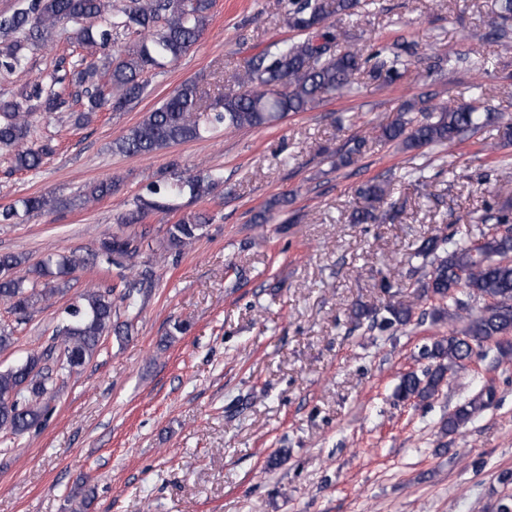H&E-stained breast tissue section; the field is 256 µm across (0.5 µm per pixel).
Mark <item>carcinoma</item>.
<instances>
[{"label": "carcinoma", "mask_w": 512, "mask_h": 512, "mask_svg": "<svg viewBox=\"0 0 512 512\" xmlns=\"http://www.w3.org/2000/svg\"><path fill=\"white\" fill-rule=\"evenodd\" d=\"M359 0H287L285 18L296 33L291 39L275 41L237 66V88L210 96L197 80H187L139 123L113 140L112 150L125 155H150L174 144L200 140L221 131L272 125L290 113L305 112L338 92L354 89V79L366 65L369 76L391 84L402 76L408 61L398 51L382 47L369 57L353 46L336 51L344 32L331 22L333 17L351 15ZM111 0H26L25 7L10 15H0V78L25 67L28 51L40 49L53 40L57 29L71 26L69 40L94 53L81 60L72 73L76 96L85 99L84 110L75 119L80 128L91 115L109 107L114 111L140 98L144 91L141 76L176 63L198 41L206 28L212 0H126L111 11ZM499 19L487 33L490 42L504 52L512 50V0H497ZM123 29L138 35L124 47L115 45L113 33ZM65 103L61 93L45 90L39 83L7 97L0 94V146L14 149L13 168L38 169L53 152L52 142L28 141L31 117L36 112L50 114ZM497 118L496 109L479 110L448 100L427 109L409 103L398 118L380 128L379 137L406 151L432 146H447L481 125ZM365 139L355 138L352 146L336 155V166H348L357 160ZM221 181L211 170L184 175L172 169L150 182L145 193L135 198L131 209L121 217L122 224H139L148 212L175 209L174 202L185 194L202 198ZM116 186L112 180L91 184L83 204L98 202ZM362 206L353 214V223L365 224L374 218L376 205L387 196L380 181L361 186ZM55 198L34 195L0 210V223L14 224L31 213H51ZM482 219L478 234L463 240L451 235H435L421 242L416 257L421 259V283L417 298L438 303L432 316L458 318L466 313L462 335L450 333L424 347L423 355L432 361L422 374L408 372L396 388V397L405 401H426L440 390L447 374L470 360L484 344L493 342L504 356L512 354V345L499 341L512 333V238L496 234V226L512 224V211L501 209ZM494 224L489 225L487 221ZM208 219L184 215L167 229L166 248L181 251L202 237ZM137 252L134 239L113 233L100 240L91 257L76 253H51L28 266L26 275L12 271L27 262L18 254L0 255V303L8 305L18 324L27 322L57 294L78 267L90 264L103 269L122 266L123 260ZM149 270L127 280L124 289L114 294L112 286L84 290L63 310L56 326L61 353L51 346L29 353L22 361L0 369V430L23 435L39 429L50 414L49 402L64 377L83 369L96 354L101 339L110 334L129 335L131 322L114 321L118 305L126 312L140 313L146 296L144 284ZM42 288H37V284ZM465 289L471 298L484 302L476 313L457 297ZM416 301H390L385 315L366 305H356L351 321L368 319L381 330L409 324ZM494 391H482L457 406L443 423V430L454 433L488 407Z\"/></svg>", "instance_id": "cac0c4a2"}]
</instances>
